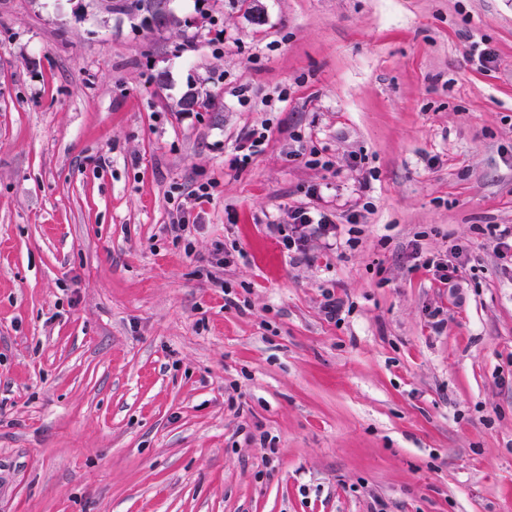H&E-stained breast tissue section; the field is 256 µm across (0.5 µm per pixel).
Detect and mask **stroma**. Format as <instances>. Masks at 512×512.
<instances>
[{"mask_svg":"<svg viewBox=\"0 0 512 512\" xmlns=\"http://www.w3.org/2000/svg\"><path fill=\"white\" fill-rule=\"evenodd\" d=\"M169 8L0 0V512H512V0ZM298 207L357 244L291 258ZM267 131V126L262 125L261 128H250L244 134L238 145L239 152H242L240 162L247 163L251 155L257 151L256 148L265 140ZM488 234L498 259L505 267L510 264L512 268V225L490 224Z\"/></svg>","mask_w":512,"mask_h":512,"instance_id":"35a3bbf8","label":"stroma"}]
</instances>
